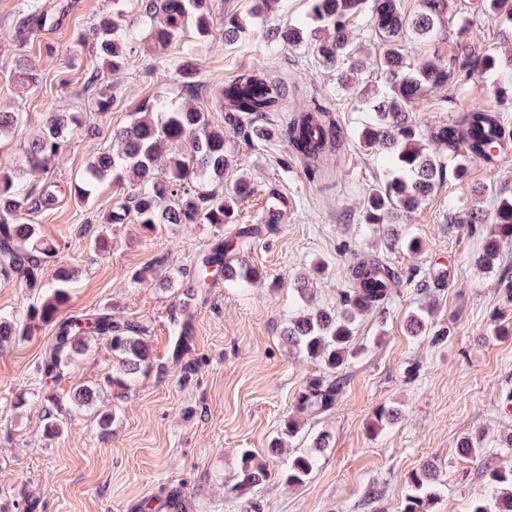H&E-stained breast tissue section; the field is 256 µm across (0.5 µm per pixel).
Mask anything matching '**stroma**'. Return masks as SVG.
I'll return each instance as SVG.
<instances>
[{
  "mask_svg": "<svg viewBox=\"0 0 512 512\" xmlns=\"http://www.w3.org/2000/svg\"><path fill=\"white\" fill-rule=\"evenodd\" d=\"M57 19L33 28L27 40L15 32L19 0H0V111L19 112L17 125L0 140V168L23 163L25 150L50 111L88 117L94 99L84 91L92 52L72 49L112 0H41ZM477 0H449L452 24L440 43L448 56L512 54V22L476 14ZM214 33L193 44L199 78L207 91L187 99L171 64L172 52L142 43L138 68L120 76L119 95L103 116L99 132L75 133L51 165L45 180L63 190L50 208L29 213L43 238L59 248L44 266L45 281L58 268L77 269L72 299L59 315L115 311L147 328L153 367L135 378L128 390L105 387L112 356L96 345L77 356L55 393L70 414L60 433L42 432L40 366L55 328L46 325L0 350V512H18L33 503V512H139L152 498L154 512H170L172 494L182 498L180 512H400L408 493L409 473L427 460L438 466L439 480L431 512H470L486 491L478 462L460 456L459 440L485 433L486 457L512 464L506 439L512 434V335L494 334L495 324L512 326V298L500 279L512 269V242L502 244L495 271L480 267L483 231L464 224V214L490 209L496 196H512V137L494 162H477L467 176L446 178L428 200L409 213L407 235L419 238L422 250L387 248L377 225L361 220L363 193L383 179V167L354 137L363 113L357 112L354 90H338L335 69L323 66L307 50L282 49L265 43L264 24L252 17L253 0H212ZM239 15L245 28L239 39L225 43L226 11ZM60 59L57 69L38 72L37 83H18L15 63L26 57L39 64L46 50ZM265 61L273 78L291 89L288 110L321 99L343 133L340 150L320 175L289 153L279 137L266 141L234 133L226 138L232 162L223 181L211 188L231 196L238 178L253 192L238 200L235 223L160 224L148 230L129 220H108L112 199L121 194L111 181L100 183L90 205L78 204L69 188L80 180L88 161L112 143V132L130 123L145 99L163 95L191 101L212 124L223 125L216 94L229 80ZM496 76L485 73L467 87L453 85L430 93V108L414 113L421 130L461 119L474 104L497 112L512 130V105H500L493 93ZM282 207L284 221L271 225L245 255L262 274L261 282L237 285L215 280L191 307L193 341L189 354L195 371L184 370L169 357V318L177 308L176 290L160 281L181 272V287L194 281L197 256L216 243L232 239L237 228L260 223L265 213ZM103 235L108 251L94 247ZM375 256L399 274L394 303L386 313L364 316L354 333L356 355L345 371L347 380L335 406L304 418L300 433L287 443V454L309 448L319 431L331 435L329 448L303 486L279 479L226 494L235 482L243 454L279 470L284 458L271 455L285 419L295 414L297 396L312 363L293 353L283 338L298 297L297 278L323 306H335L348 285V270L361 256ZM154 265L145 281H131L134 271ZM445 275L434 294H417L414 279ZM428 308L434 328L448 332L445 343L416 340L405 330V318ZM83 388L95 390L90 404L77 405ZM381 405L402 416L371 433L373 411ZM115 409L117 419L101 433L98 413ZM381 498L365 504L368 489Z\"/></svg>",
  "mask_w": 512,
  "mask_h": 512,
  "instance_id": "obj_1",
  "label": "stroma"
}]
</instances>
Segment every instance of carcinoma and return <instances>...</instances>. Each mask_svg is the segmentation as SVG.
Here are the masks:
<instances>
[{
  "instance_id": "obj_1",
  "label": "carcinoma",
  "mask_w": 512,
  "mask_h": 512,
  "mask_svg": "<svg viewBox=\"0 0 512 512\" xmlns=\"http://www.w3.org/2000/svg\"><path fill=\"white\" fill-rule=\"evenodd\" d=\"M123 0H113L112 9L102 14L88 33L80 35L76 46L93 41L102 65L93 67L85 80V90L94 97L93 112L102 118L112 111L118 85L112 76L125 72L137 61L140 41L133 24L126 22ZM256 16L266 20L278 15L283 0H254ZM308 23L269 25L265 40L280 47H308L325 66L348 64L340 81L345 83L356 71L369 68L380 71L384 91L373 96L365 89L357 92L362 111L369 113L356 130L359 146L375 156L386 154L384 182L365 193L363 221L389 224L387 235L394 246L410 252L422 249L421 241L398 233L392 225L416 209L441 185L447 174L464 178L469 165L488 160L506 140L507 133L499 117L477 105L467 115L434 127L428 140L433 148L421 144L423 134L413 121V113L430 106L429 93L452 82L470 80L490 71L499 73L494 88L498 102L512 104V56L499 59L493 54L461 55L453 59L439 49L423 55L418 64L407 62L408 48L442 41L447 28L448 0H420V9L403 13L397 0H309ZM482 11L493 19L512 22V0H481ZM211 0H137V24L148 29L152 44L176 50L175 73L185 92L196 97L203 85L192 51L182 42L187 23H192L198 38L212 34ZM47 21L38 0H21L17 31L25 37L34 25ZM241 33L237 15H224V41L233 43ZM371 46L355 45V38ZM288 85L268 77L258 63L251 70L224 85L218 102L224 109V127H215L208 115L196 108L167 103L163 97L144 101L137 117L112 135L114 148L98 153L87 165L80 183L74 187L82 204L94 197L97 184L110 179L131 190L113 199L112 221L122 224L132 218L153 228L158 224H231L234 209L224 197L206 188V182L224 178L229 165L224 129L258 140H266L279 129L266 125L267 116L288 107ZM81 121L70 112H49L45 123L32 138L25 153L24 166L0 169V274L16 276L30 291L45 292L41 302L27 310L19 324L12 317L0 316V346L28 335L42 324L55 322L59 310L69 301L70 283L75 271L65 269L54 282L42 280V269L55 247L40 241L35 225L25 215L47 208L58 198L59 185L49 181L33 182L31 176L43 172L66 149L71 131ZM293 155L317 163L336 150L342 140L340 129L318 102L295 113L284 128ZM468 224H488L478 262L494 267L499 258L500 242L512 238V197H500L492 211H472ZM262 229L247 225L234 239L217 244L197 265L195 286L182 290V302L172 313L170 336L172 357L180 360L192 343L191 302L211 285L214 272L226 283L255 282L260 274L248 266L241 253L251 249ZM398 276L382 262L367 258L349 269L350 287L338 294L336 307L314 302L313 293L301 283L296 288L298 309L289 316L284 337L296 354L319 366L320 373L308 378L298 396L297 413L313 415L334 406L344 385L343 370L354 354L353 330L366 315L387 310L395 295L393 284ZM412 337H426L433 345L441 344L448 334L428 325L412 313L407 317ZM146 329L137 322L105 312L73 316L58 322L56 332L45 350L42 372L58 381L65 376L74 356L103 341L112 355L116 375L108 376L111 387L127 388L141 370L152 367V353L144 338ZM43 428L47 435L60 432L69 415L59 398L49 394L44 399ZM401 415L393 406L373 411L377 427L390 424ZM301 423L290 416L281 429V437L271 445L279 454L285 440L297 436ZM331 435L317 433L308 452L288 458L286 469L278 474L290 487L305 483L317 461V454L329 446ZM461 455L480 462L484 482L490 494L477 499L472 512H512V467L495 466L483 461V441L466 437L459 443ZM272 472L264 464L246 458L237 481L229 491L243 492L268 481ZM436 466L428 460L413 471L401 512H429L435 492Z\"/></svg>"
}]
</instances>
